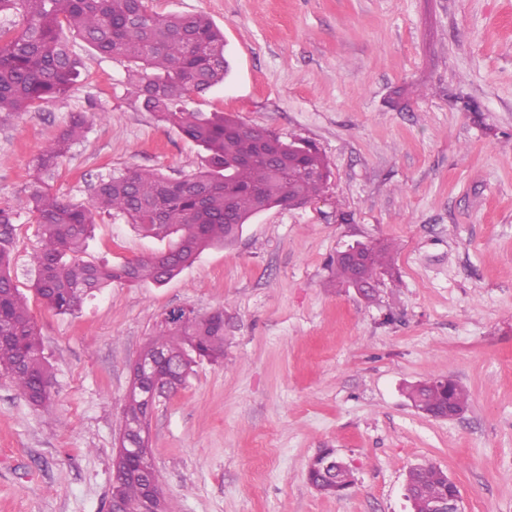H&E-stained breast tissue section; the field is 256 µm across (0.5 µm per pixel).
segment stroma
I'll list each match as a JSON object with an SVG mask.
<instances>
[{
  "instance_id": "35a3bbf8",
  "label": "stroma",
  "mask_w": 512,
  "mask_h": 512,
  "mask_svg": "<svg viewBox=\"0 0 512 512\" xmlns=\"http://www.w3.org/2000/svg\"><path fill=\"white\" fill-rule=\"evenodd\" d=\"M206 14L230 71L194 98L283 141L308 142L331 176L300 207L252 217L162 286L105 288L76 314L37 298L52 404L0 372V512H107L129 368L166 314L224 312V358L197 361L157 405L152 461L172 512H409L408 470L442 468L464 512H512V0H149ZM88 72L69 96L0 121V206L18 212L13 275L34 277L24 205L30 161L71 113L94 121L49 179L88 203L125 167L177 179L205 156L143 110L125 62L80 38ZM391 244L375 302L336 286L328 263L355 243ZM166 242L97 215L85 257L148 258ZM433 375L468 394L452 420L411 405ZM336 449L354 483L307 481Z\"/></svg>"
}]
</instances>
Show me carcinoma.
Returning a JSON list of instances; mask_svg holds the SVG:
<instances>
[{
  "mask_svg": "<svg viewBox=\"0 0 512 512\" xmlns=\"http://www.w3.org/2000/svg\"><path fill=\"white\" fill-rule=\"evenodd\" d=\"M0 13L16 18L0 27V120L68 95L81 77L68 39L74 33L99 54L133 63L129 77L140 106L206 152L202 169L179 179L136 167L114 171L91 184L88 204H73L53 195L44 177L57 172L87 125L105 113L73 114L66 129L33 158L26 198L39 240L33 292L49 309L73 314L114 283L161 286L203 251L235 240L252 217L285 204L305 205L328 181L330 170L316 149L303 154L300 143L281 139L262 145L265 128L245 130L231 114L189 107L193 96L224 81L229 70L224 33L206 15H163L146 0H0ZM98 213L166 239L168 248L152 258L113 265L88 260L84 254ZM16 216L12 207H0V370L33 406L46 409L51 403L49 365L26 297L10 271ZM356 247L368 252V279L391 273L389 245L358 242ZM330 268L340 284L350 283L348 260L338 255ZM142 355L162 365L153 383L142 382L125 396L113 489L123 503L139 509L152 481L161 512H172L156 470L141 463L137 475H128L123 449L139 443L157 402L185 385L196 359L224 358V311H170ZM409 398L433 418L450 401L459 409L468 403L460 386L447 393L428 378L410 389ZM409 480L423 498L447 490L444 472L433 465L410 469Z\"/></svg>",
  "mask_w": 512,
  "mask_h": 512,
  "instance_id": "obj_1",
  "label": "carcinoma"
}]
</instances>
